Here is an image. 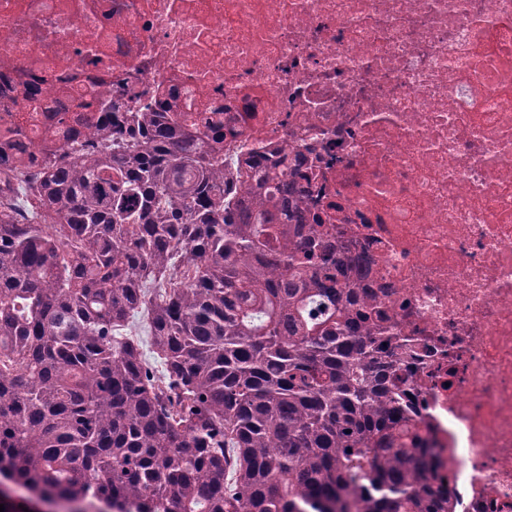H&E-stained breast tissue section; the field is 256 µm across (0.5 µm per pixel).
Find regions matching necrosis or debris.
Instances as JSON below:
<instances>
[{
	"instance_id": "1",
	"label": "necrosis or debris",
	"mask_w": 512,
	"mask_h": 512,
	"mask_svg": "<svg viewBox=\"0 0 512 512\" xmlns=\"http://www.w3.org/2000/svg\"><path fill=\"white\" fill-rule=\"evenodd\" d=\"M40 86L37 104L24 101ZM110 97L286 148L306 206L415 339L455 512H512V0H0V130Z\"/></svg>"
}]
</instances>
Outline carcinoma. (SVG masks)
I'll return each mask as SVG.
<instances>
[{"label":"carcinoma","instance_id":"1","mask_svg":"<svg viewBox=\"0 0 512 512\" xmlns=\"http://www.w3.org/2000/svg\"><path fill=\"white\" fill-rule=\"evenodd\" d=\"M0 135V495L81 512H454L416 344L306 223L298 172L223 166L172 112ZM144 341L124 333L140 313Z\"/></svg>","mask_w":512,"mask_h":512}]
</instances>
